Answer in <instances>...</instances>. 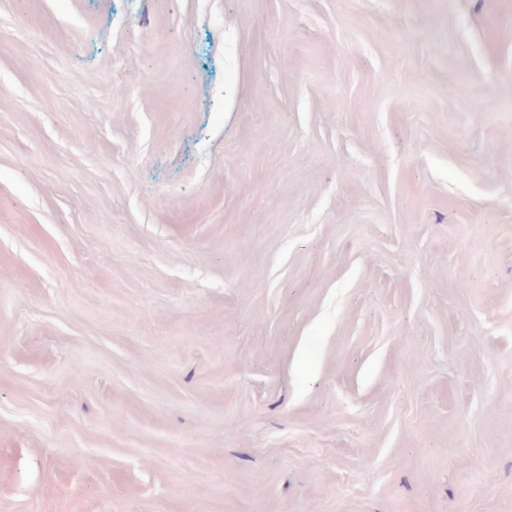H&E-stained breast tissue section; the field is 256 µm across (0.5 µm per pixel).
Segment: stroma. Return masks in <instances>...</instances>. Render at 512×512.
Masks as SVG:
<instances>
[{
    "mask_svg": "<svg viewBox=\"0 0 512 512\" xmlns=\"http://www.w3.org/2000/svg\"><path fill=\"white\" fill-rule=\"evenodd\" d=\"M0 512H512V0H0Z\"/></svg>",
    "mask_w": 512,
    "mask_h": 512,
    "instance_id": "stroma-1",
    "label": "stroma"
}]
</instances>
